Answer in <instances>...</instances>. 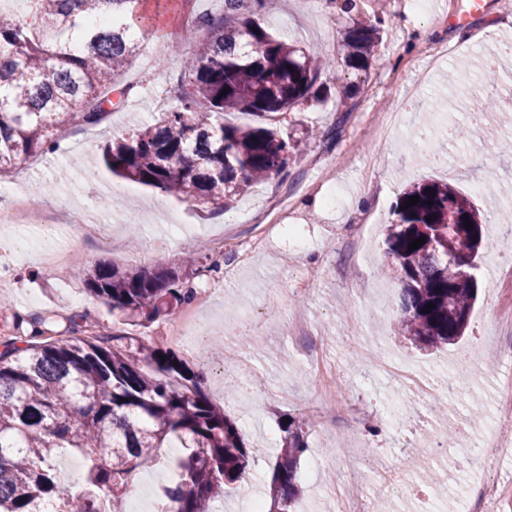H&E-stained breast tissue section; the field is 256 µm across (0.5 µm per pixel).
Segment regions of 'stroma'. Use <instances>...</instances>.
I'll return each mask as SVG.
<instances>
[{"label":"stroma","mask_w":512,"mask_h":512,"mask_svg":"<svg viewBox=\"0 0 512 512\" xmlns=\"http://www.w3.org/2000/svg\"><path fill=\"white\" fill-rule=\"evenodd\" d=\"M470 13L465 0H360L362 13L387 21L383 40L367 71L347 69L341 36L334 28L349 23L333 0H271L261 17L273 34L319 48L335 65L322 75L329 97L318 106L282 115L281 134L301 136L305 129L336 131L334 141H311L290 163L286 179H272L246 188L235 206L221 214L168 196L157 189L112 175L99 167L86 170L81 160L97 153L107 139L152 122L153 104L164 90L167 70L179 66V54L193 51L181 36L193 17L217 12L221 0H140L139 27L145 34L122 79L136 83V96L106 122L67 136L65 150L41 157L37 168L5 179L19 196L30 197L44 184L39 207L49 208L58 227L71 231L80 205L112 201L102 212L109 238L82 240L64 268L41 264L33 254L42 244L30 239L19 246L0 235V329L11 336L45 331L52 338L104 333L152 339L158 326L179 324L180 316L131 325L90 295L80 274L81 263L113 262L127 268L180 266L186 256L196 263L187 284L194 293L212 297L199 310L198 330L168 340L166 346L188 366L207 377L213 403L222 406L245 435L254 463L246 477L258 495H266L270 462L281 443L279 424L293 416L308 424V451L302 456V494L296 512H339L332 489L355 488L374 501L390 500L395 512H417L427 498L429 512H459L467 487L483 476L512 477V457L502 458L494 471L479 470L482 438L495 425L497 382L512 370V340L496 337L492 320L512 308V290L498 289V270L512 266V155L498 148L454 143L443 149L409 137L424 114L435 116L437 130L463 123L474 107L493 99L498 111L488 123L500 138L512 136V80L498 84L483 78L485 61L512 43V0H481ZM179 54H172V44ZM448 46L438 64L426 56L428 47ZM335 179L340 201L324 205L320 188ZM426 179L449 181L471 193L486 223L485 259L478 279V300L466 336L442 352L426 355L394 334L399 304L397 281L382 278L386 228L392 208L407 184ZM293 201L284 226L272 228L264 245L252 248L255 225L263 212L281 198ZM247 247L246 256L220 251L219 230ZM167 238L163 252L153 242ZM302 318L309 325L301 337L288 335L286 324ZM257 338L259 351L244 348L242 337ZM399 358L434 381L447 379L454 365L469 359L473 382L469 394L442 398L446 416L432 409L424 395H406L386 377L370 371L363 350ZM328 350L336 360L341 383V410L332 427L316 412L317 394L309 353ZM248 367L250 392H231L237 384L235 360ZM406 415L395 425H376L374 417L391 406ZM456 429L446 443L444 421ZM368 438L385 460L398 463L416 449L446 443L458 466L430 483L424 471L432 459L414 470L407 492L393 493L371 465L358 462L359 438ZM342 449L345 466L328 465L330 449ZM168 465L137 471L127 502L137 512H161L162 485L176 482Z\"/></svg>","instance_id":"35a3bbf8"}]
</instances>
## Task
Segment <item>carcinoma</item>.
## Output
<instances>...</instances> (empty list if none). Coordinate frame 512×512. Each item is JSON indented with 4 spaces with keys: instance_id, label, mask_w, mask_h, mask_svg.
<instances>
[{
    "instance_id": "obj_1",
    "label": "carcinoma",
    "mask_w": 512,
    "mask_h": 512,
    "mask_svg": "<svg viewBox=\"0 0 512 512\" xmlns=\"http://www.w3.org/2000/svg\"><path fill=\"white\" fill-rule=\"evenodd\" d=\"M32 2L29 22L0 8L1 179L54 152L72 129L101 124L134 91L118 78L138 50V0H112L105 19L98 0ZM267 5L224 0L222 11L199 15L195 25L209 36L181 60L177 104L84 164L214 212L228 210L252 182L287 176L303 140L279 135L272 121L318 100L316 84L334 61L271 34L258 20ZM243 6L251 18L239 23ZM384 32L378 16L353 21L343 30L344 65L367 70ZM231 111L266 123L227 125ZM483 128L456 127L453 136L470 144ZM392 215L383 272L402 289L397 333L421 351L443 349L464 335L476 298L482 213L454 186L423 180L404 189ZM82 273L91 294L135 324L172 316L194 295L178 267L98 262ZM280 429L269 512H295L306 431L292 416ZM174 441L188 453L174 459L179 480L162 491L165 512H210L251 467L240 429L171 350L135 336L51 341L35 332L3 343L0 512H42L48 503L54 512H110L111 500L132 492L133 473L157 464ZM67 454L84 460L69 486L56 466Z\"/></svg>"
}]
</instances>
